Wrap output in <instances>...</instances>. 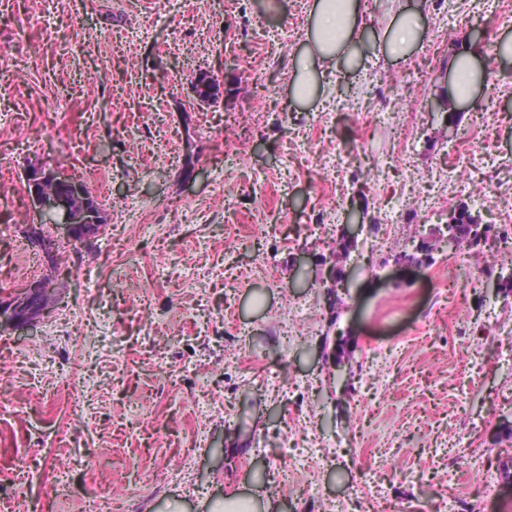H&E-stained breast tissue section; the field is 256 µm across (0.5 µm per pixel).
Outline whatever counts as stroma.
<instances>
[{
    "mask_svg": "<svg viewBox=\"0 0 512 512\" xmlns=\"http://www.w3.org/2000/svg\"><path fill=\"white\" fill-rule=\"evenodd\" d=\"M282 2L0 0V296L29 226L71 272L58 311L0 329V512H86L100 480L116 512L245 484L276 512H512V244L471 246L474 282L439 235L463 207L512 225V0H404L422 38L308 102V0ZM461 48L489 79L452 111ZM35 162L94 195L109 174L92 252L31 207ZM62 386L67 391L70 399V409L77 413L85 403V388L88 381L76 373H68L61 378Z\"/></svg>",
    "mask_w": 512,
    "mask_h": 512,
    "instance_id": "35a3bbf8",
    "label": "stroma"
}]
</instances>
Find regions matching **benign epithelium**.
<instances>
[{
	"label": "benign epithelium",
	"instance_id": "obj_1",
	"mask_svg": "<svg viewBox=\"0 0 512 512\" xmlns=\"http://www.w3.org/2000/svg\"><path fill=\"white\" fill-rule=\"evenodd\" d=\"M49 176L58 182H71L74 192L71 201L63 204L55 196L35 187L38 179ZM26 185L30 186L28 196L33 204L47 213L62 215L65 238L78 241L88 250L104 231L101 204L78 182L64 176L59 168L43 165L28 167L25 171ZM62 279L43 278L32 282L22 292L0 301V327L34 326L48 314L60 295Z\"/></svg>",
	"mask_w": 512,
	"mask_h": 512
}]
</instances>
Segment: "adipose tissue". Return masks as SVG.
<instances>
[{"label": "adipose tissue", "mask_w": 512, "mask_h": 512, "mask_svg": "<svg viewBox=\"0 0 512 512\" xmlns=\"http://www.w3.org/2000/svg\"><path fill=\"white\" fill-rule=\"evenodd\" d=\"M393 15L378 38L386 51L401 55L421 36L424 26L421 15L411 9L394 5ZM365 13L361 0H312L303 51L298 59L292 83L294 96L301 101L318 95L319 78L332 67L351 63L363 53L361 33L365 29ZM453 81L448 91L450 106L456 107L470 99L486 75L473 53H458L452 63Z\"/></svg>", "instance_id": "adipose-tissue-1"}]
</instances>
